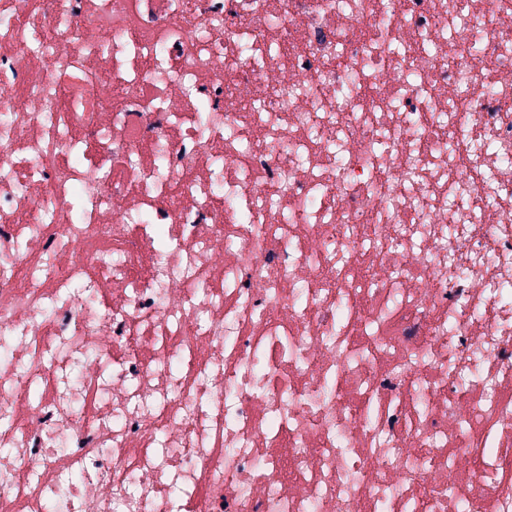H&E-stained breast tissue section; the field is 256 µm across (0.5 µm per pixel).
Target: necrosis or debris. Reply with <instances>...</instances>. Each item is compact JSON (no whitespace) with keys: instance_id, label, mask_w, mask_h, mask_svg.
Masks as SVG:
<instances>
[{"instance_id":"necrosis-or-debris-1","label":"necrosis or debris","mask_w":512,"mask_h":512,"mask_svg":"<svg viewBox=\"0 0 512 512\" xmlns=\"http://www.w3.org/2000/svg\"><path fill=\"white\" fill-rule=\"evenodd\" d=\"M0 512H512V0H0Z\"/></svg>"}]
</instances>
